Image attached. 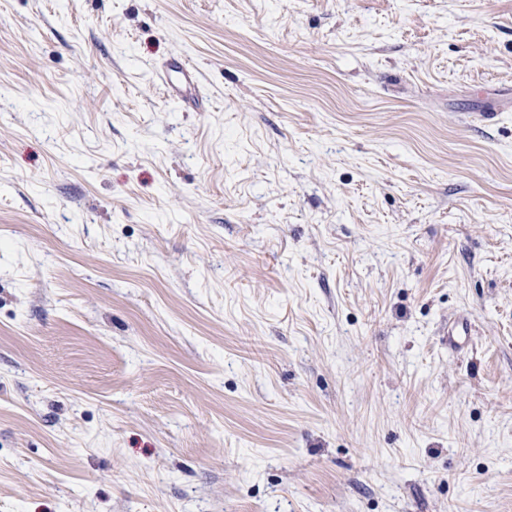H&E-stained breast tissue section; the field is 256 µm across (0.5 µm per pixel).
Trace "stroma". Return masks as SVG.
Segmentation results:
<instances>
[{"instance_id":"stroma-1","label":"stroma","mask_w":512,"mask_h":512,"mask_svg":"<svg viewBox=\"0 0 512 512\" xmlns=\"http://www.w3.org/2000/svg\"><path fill=\"white\" fill-rule=\"evenodd\" d=\"M0 512H512V0H0ZM158 78L162 82L176 81L178 96L181 99L191 98L196 95L197 85L189 64L181 57L172 59L159 73Z\"/></svg>"}]
</instances>
